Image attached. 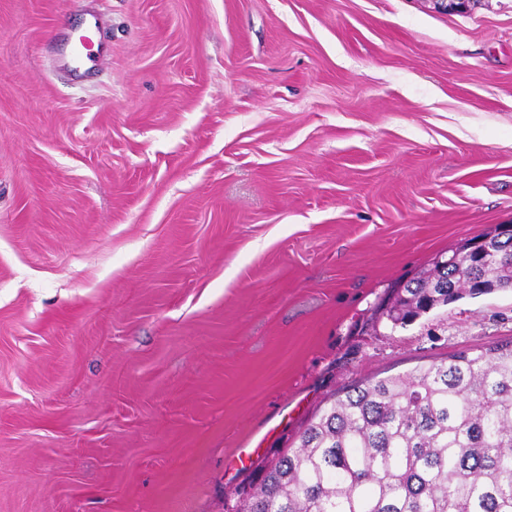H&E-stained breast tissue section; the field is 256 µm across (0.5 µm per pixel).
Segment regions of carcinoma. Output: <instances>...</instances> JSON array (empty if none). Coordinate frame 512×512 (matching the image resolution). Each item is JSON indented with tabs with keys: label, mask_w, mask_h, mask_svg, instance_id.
<instances>
[{
	"label": "carcinoma",
	"mask_w": 512,
	"mask_h": 512,
	"mask_svg": "<svg viewBox=\"0 0 512 512\" xmlns=\"http://www.w3.org/2000/svg\"><path fill=\"white\" fill-rule=\"evenodd\" d=\"M433 259L395 290L405 326L484 277L512 289V236ZM236 512H512V346L451 354L332 394L235 490Z\"/></svg>",
	"instance_id": "obj_1"
}]
</instances>
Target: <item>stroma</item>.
<instances>
[{
  "label": "stroma",
  "mask_w": 512,
  "mask_h": 512,
  "mask_svg": "<svg viewBox=\"0 0 512 512\" xmlns=\"http://www.w3.org/2000/svg\"><path fill=\"white\" fill-rule=\"evenodd\" d=\"M512 224V0H0V512H224L331 393L512 344L394 288Z\"/></svg>",
  "instance_id": "stroma-1"
}]
</instances>
